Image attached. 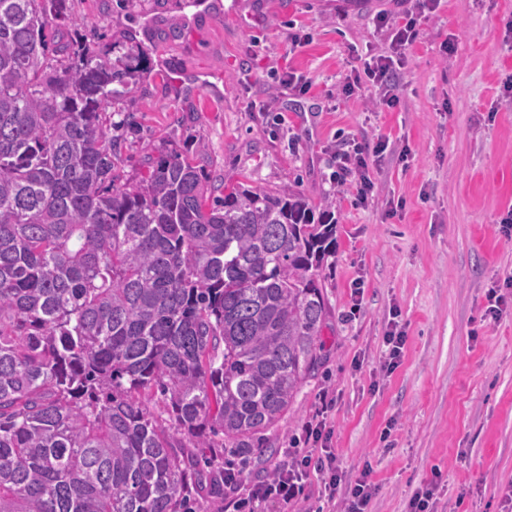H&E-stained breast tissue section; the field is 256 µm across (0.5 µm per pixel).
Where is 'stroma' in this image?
<instances>
[{
  "instance_id": "obj_1",
  "label": "stroma",
  "mask_w": 512,
  "mask_h": 512,
  "mask_svg": "<svg viewBox=\"0 0 512 512\" xmlns=\"http://www.w3.org/2000/svg\"><path fill=\"white\" fill-rule=\"evenodd\" d=\"M69 7L85 21L78 37L118 64L131 45L147 49L125 104L124 178H139L147 150L173 149L212 183L335 204L325 361L244 475L276 466L326 392L337 465L350 480L371 469L368 512H408L434 478L438 512H512V0H438L407 52L399 102L383 110L370 82L348 96L341 86L362 58L389 52L377 14L410 0H215L192 24L183 0ZM379 139L373 191L355 204V184L334 181V152ZM492 289L505 301L497 319L485 315ZM394 319L406 343L389 371Z\"/></svg>"
}]
</instances>
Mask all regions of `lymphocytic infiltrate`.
Segmentation results:
<instances>
[{
	"instance_id": "obj_1",
	"label": "lymphocytic infiltrate",
	"mask_w": 512,
	"mask_h": 512,
	"mask_svg": "<svg viewBox=\"0 0 512 512\" xmlns=\"http://www.w3.org/2000/svg\"><path fill=\"white\" fill-rule=\"evenodd\" d=\"M437 0H413V7L400 19L391 21L379 17V27L390 28V51L372 57L363 65V72L380 92V105L392 108L398 103L399 71L403 66L405 51L419 36L417 22L421 17L431 13ZM384 144H377L373 149L355 147L353 151L337 149L336 175L337 184H345L352 174H360V186L357 190L359 200H366L372 189V183L363 177L362 172L368 166V159L380 155ZM331 432L324 422H310L304 428L302 447L284 449L283 458L276 466L273 475L250 480L243 472L233 469L224 471V493L229 498L234 512H267L268 506L287 508L303 491L310 476H318L322 494L327 499L336 495L344 497V512H366L373 494V486L368 476L369 469H362L355 480H345L336 465V456L329 446Z\"/></svg>"
}]
</instances>
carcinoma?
I'll return each instance as SVG.
<instances>
[{
  "mask_svg": "<svg viewBox=\"0 0 512 512\" xmlns=\"http://www.w3.org/2000/svg\"><path fill=\"white\" fill-rule=\"evenodd\" d=\"M80 26L0 0V512H185L322 367L336 218L173 150L122 179L131 68Z\"/></svg>",
  "mask_w": 512,
  "mask_h": 512,
  "instance_id": "carcinoma-1",
  "label": "carcinoma"
}]
</instances>
